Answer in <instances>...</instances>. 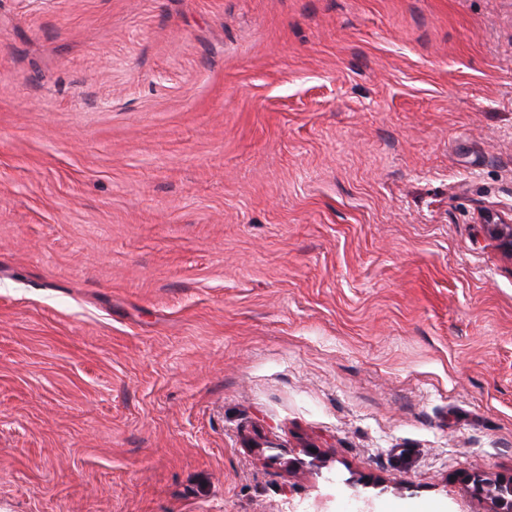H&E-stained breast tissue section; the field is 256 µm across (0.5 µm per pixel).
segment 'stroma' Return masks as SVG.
<instances>
[{"label": "stroma", "mask_w": 512, "mask_h": 512, "mask_svg": "<svg viewBox=\"0 0 512 512\" xmlns=\"http://www.w3.org/2000/svg\"><path fill=\"white\" fill-rule=\"evenodd\" d=\"M512 0H0V512H493ZM485 226L488 227L492 237L499 242L501 249L512 259V221L498 219L487 215L484 218Z\"/></svg>", "instance_id": "obj_1"}]
</instances>
